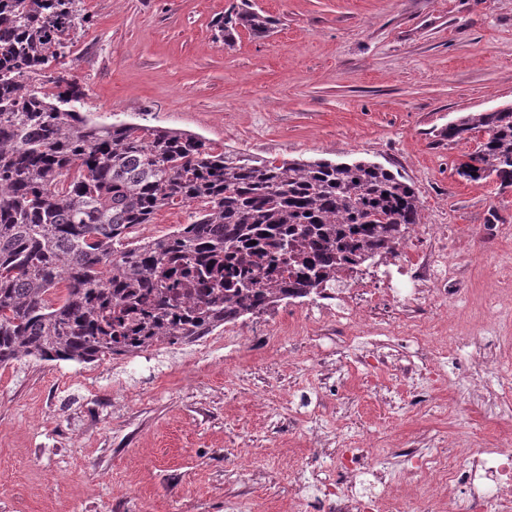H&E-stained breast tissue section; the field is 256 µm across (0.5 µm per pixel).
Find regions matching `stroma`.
<instances>
[{"label":"stroma","instance_id":"1","mask_svg":"<svg viewBox=\"0 0 512 512\" xmlns=\"http://www.w3.org/2000/svg\"><path fill=\"white\" fill-rule=\"evenodd\" d=\"M238 0H83L65 61L103 123L180 130L255 157L372 162L404 177L424 229L450 231L452 302L406 309L362 273L372 320L313 299L237 321L209 344L162 343L93 363L0 368V512H314L359 447L387 472L379 512L459 489L411 470L436 448L466 468L512 446V391L482 402L472 359L512 350V186L456 172L471 140L442 131L512 104V0H252L274 31L214 41ZM502 227L488 235L490 213ZM399 363L368 365L371 349Z\"/></svg>","mask_w":512,"mask_h":512}]
</instances>
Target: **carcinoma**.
Here are the masks:
<instances>
[{"instance_id": "cac0c4a2", "label": "carcinoma", "mask_w": 512, "mask_h": 512, "mask_svg": "<svg viewBox=\"0 0 512 512\" xmlns=\"http://www.w3.org/2000/svg\"><path fill=\"white\" fill-rule=\"evenodd\" d=\"M88 23L81 0H0V367L132 355L160 336L193 343L333 286L421 223L412 186L380 165L279 162L83 116L85 92L65 67L42 76ZM275 25L242 0L214 38ZM446 136L476 141L459 176L512 185V109L470 112ZM195 201L204 209L183 228L126 245L160 209ZM60 283L55 305L46 295ZM183 283L207 295L168 321L162 289Z\"/></svg>"}]
</instances>
